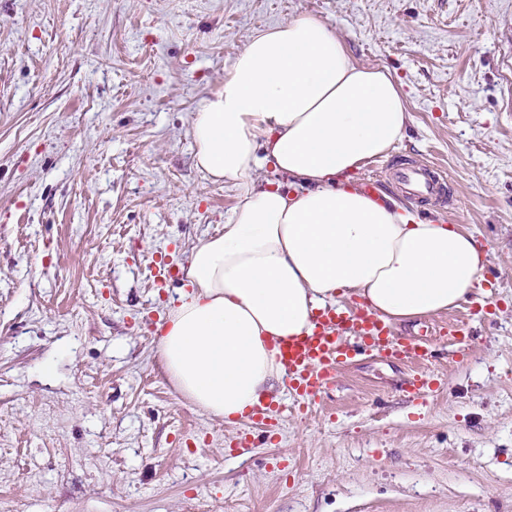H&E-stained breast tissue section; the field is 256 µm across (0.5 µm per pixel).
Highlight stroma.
<instances>
[{"mask_svg": "<svg viewBox=\"0 0 512 512\" xmlns=\"http://www.w3.org/2000/svg\"><path fill=\"white\" fill-rule=\"evenodd\" d=\"M313 16L389 68L411 120L373 169L438 164L449 223L487 253L468 336L392 327L415 367L356 357L275 430L169 381L156 323L239 187L195 163L193 119L261 29ZM0 512H512V0H0Z\"/></svg>", "mask_w": 512, "mask_h": 512, "instance_id": "1", "label": "stroma"}]
</instances>
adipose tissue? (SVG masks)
<instances>
[{
	"mask_svg": "<svg viewBox=\"0 0 512 512\" xmlns=\"http://www.w3.org/2000/svg\"><path fill=\"white\" fill-rule=\"evenodd\" d=\"M408 119L389 70L356 64L316 18L259 31L236 57L191 133L197 166L241 195L223 233L193 248L159 340L189 401L228 423L247 416L283 381L273 341L309 332L338 295L364 298L390 325L469 301L486 263L472 234L411 220L349 183ZM268 165L300 190L255 186Z\"/></svg>",
	"mask_w": 512,
	"mask_h": 512,
	"instance_id": "obj_1",
	"label": "adipose tissue"
}]
</instances>
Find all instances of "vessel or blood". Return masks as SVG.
<instances>
[{
	"label": "vessel or blood",
	"instance_id": "vessel-or-blood-1",
	"mask_svg": "<svg viewBox=\"0 0 512 512\" xmlns=\"http://www.w3.org/2000/svg\"><path fill=\"white\" fill-rule=\"evenodd\" d=\"M397 186L420 202L445 194V186L429 165H407L396 169ZM277 358L285 371V381L298 410L311 412L324 390L332 384L340 366L358 353L423 363L427 348L413 341H399L385 323L367 308L342 311L327 307L313 319L310 333L276 342Z\"/></svg>",
	"mask_w": 512,
	"mask_h": 512
}]
</instances>
